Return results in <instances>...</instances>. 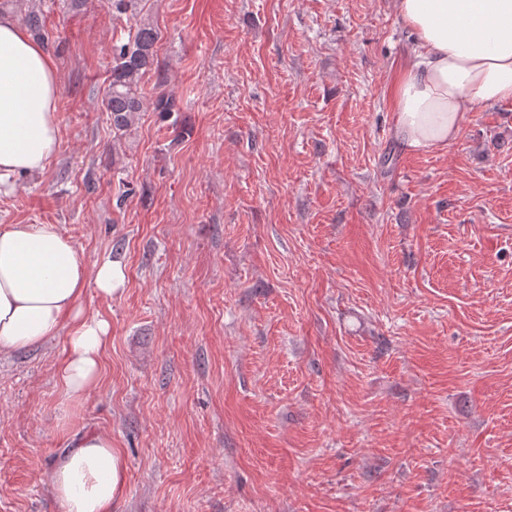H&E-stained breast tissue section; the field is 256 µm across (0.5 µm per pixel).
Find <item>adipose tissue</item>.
Here are the masks:
<instances>
[{
	"label": "adipose tissue",
	"mask_w": 512,
	"mask_h": 512,
	"mask_svg": "<svg viewBox=\"0 0 512 512\" xmlns=\"http://www.w3.org/2000/svg\"><path fill=\"white\" fill-rule=\"evenodd\" d=\"M423 49L395 83V135L410 149L454 140L466 112L512 100V0H396ZM55 60L10 14H0V197L21 176L44 173L62 141ZM120 261L87 266L54 224L0 225V353L66 334L57 360L67 400L85 399L101 377L110 323L87 314L88 289L112 297ZM127 466L110 436L87 431L56 461L50 489L63 512H112Z\"/></svg>",
	"instance_id": "obj_1"
}]
</instances>
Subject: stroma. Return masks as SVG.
<instances>
[{
    "mask_svg": "<svg viewBox=\"0 0 512 512\" xmlns=\"http://www.w3.org/2000/svg\"><path fill=\"white\" fill-rule=\"evenodd\" d=\"M32 6L63 138L0 225H57L125 284L84 300L112 326L88 398L62 395L64 336L0 356V512H62L89 430L126 459L115 512H512V100L404 147L395 0L7 11ZM142 21L167 80L117 138L103 89Z\"/></svg>",
    "mask_w": 512,
    "mask_h": 512,
    "instance_id": "obj_1",
    "label": "stroma"
}]
</instances>
